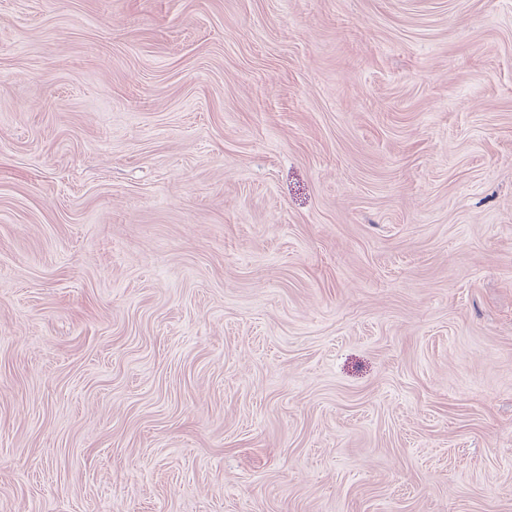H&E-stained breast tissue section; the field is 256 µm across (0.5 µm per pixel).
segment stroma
<instances>
[{"instance_id": "35a3bbf8", "label": "stroma", "mask_w": 512, "mask_h": 512, "mask_svg": "<svg viewBox=\"0 0 512 512\" xmlns=\"http://www.w3.org/2000/svg\"><path fill=\"white\" fill-rule=\"evenodd\" d=\"M0 512H512V0H0Z\"/></svg>"}]
</instances>
